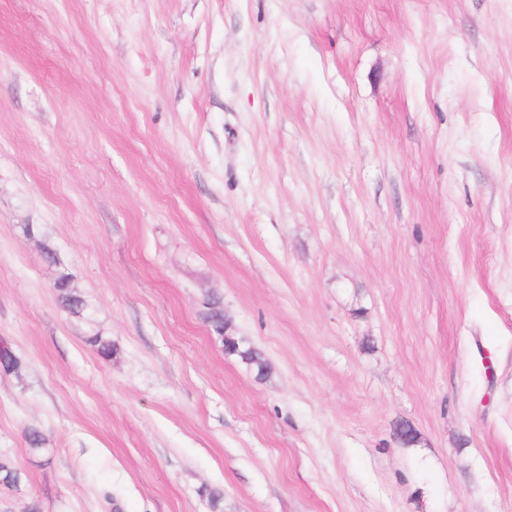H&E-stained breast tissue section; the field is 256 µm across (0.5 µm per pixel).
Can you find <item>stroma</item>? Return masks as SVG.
<instances>
[{"instance_id": "1", "label": "stroma", "mask_w": 512, "mask_h": 512, "mask_svg": "<svg viewBox=\"0 0 512 512\" xmlns=\"http://www.w3.org/2000/svg\"><path fill=\"white\" fill-rule=\"evenodd\" d=\"M1 340L0 512H512V0H0ZM56 297L61 307L70 315L81 317L87 310V303L81 293L72 284V276L60 273L53 283Z\"/></svg>"}]
</instances>
